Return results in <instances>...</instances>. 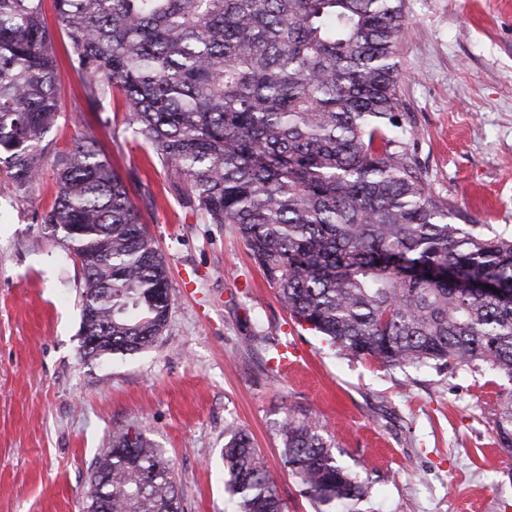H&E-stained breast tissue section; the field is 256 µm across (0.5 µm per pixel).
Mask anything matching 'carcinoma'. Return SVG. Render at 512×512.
Instances as JSON below:
<instances>
[{
	"label": "carcinoma",
	"mask_w": 512,
	"mask_h": 512,
	"mask_svg": "<svg viewBox=\"0 0 512 512\" xmlns=\"http://www.w3.org/2000/svg\"><path fill=\"white\" fill-rule=\"evenodd\" d=\"M0 0V176L25 202L61 118L56 33L87 102L121 96L129 127L209 224H231L300 323L391 367L486 365L512 381V235L457 224L407 162L398 127L403 0ZM35 216L83 273L90 357L149 348L169 277L125 181L96 141L56 154ZM512 450V391L496 421ZM316 512H359L371 485L311 418L279 425ZM236 512H285L244 430L224 443ZM88 512H181L173 470L139 434L97 459Z\"/></svg>",
	"instance_id": "carcinoma-1"
}]
</instances>
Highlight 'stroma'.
<instances>
[{
  "label": "stroma",
  "instance_id": "1",
  "mask_svg": "<svg viewBox=\"0 0 512 512\" xmlns=\"http://www.w3.org/2000/svg\"><path fill=\"white\" fill-rule=\"evenodd\" d=\"M400 138L410 165L462 224L512 234V0H403ZM57 35L64 120L55 151L91 136L124 178L169 272L155 344L82 352L81 271L35 212L55 192L45 168L29 202L0 182V512H85L97 458L122 433L160 448L184 512H235L224 443L247 431L285 512H315L283 459L285 415L316 420L336 456L368 479L364 512H512V452L496 442L511 382L488 367L400 370L355 357L283 307L243 240L207 224L132 142L122 98L108 122L84 100ZM287 353L291 368L278 356Z\"/></svg>",
  "mask_w": 512,
  "mask_h": 512
}]
</instances>
